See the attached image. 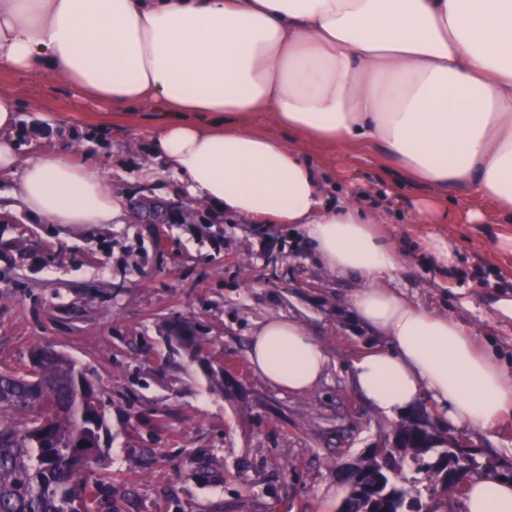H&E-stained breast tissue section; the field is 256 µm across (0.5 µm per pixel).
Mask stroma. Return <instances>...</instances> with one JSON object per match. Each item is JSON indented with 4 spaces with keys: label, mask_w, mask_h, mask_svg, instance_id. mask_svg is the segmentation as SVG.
<instances>
[{
    "label": "stroma",
    "mask_w": 512,
    "mask_h": 512,
    "mask_svg": "<svg viewBox=\"0 0 512 512\" xmlns=\"http://www.w3.org/2000/svg\"><path fill=\"white\" fill-rule=\"evenodd\" d=\"M22 103L23 158L64 146L127 197L118 224L30 218L0 182V366L27 363L36 345L76 361L109 408L105 458L87 470L99 512H336L343 466L394 426L353 389V361L379 339L352 316L357 282L317 259L298 224H255L179 195L151 149L157 109L133 111L75 97L53 78L0 74ZM333 196L354 197L385 220L404 259L391 287L460 321L512 369V224H470L475 199L449 203L443 224H416L423 191L400 181L372 148L310 143ZM152 169L156 178H141ZM452 239L453 268L436 265L429 236ZM292 319L326 348L316 388L282 393L248 360L250 337ZM469 440L512 464V417Z\"/></svg>",
    "instance_id": "stroma-1"
}]
</instances>
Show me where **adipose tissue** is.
<instances>
[{
  "label": "adipose tissue",
  "instance_id": "adipose-tissue-1",
  "mask_svg": "<svg viewBox=\"0 0 512 512\" xmlns=\"http://www.w3.org/2000/svg\"><path fill=\"white\" fill-rule=\"evenodd\" d=\"M61 79L116 109L156 104L152 150L181 193L227 216L302 225L320 261L359 286L353 316L383 340L352 363L356 393L396 418L430 396L455 426L497 429L512 373L454 318L388 286L403 259L370 211L333 202L309 142L381 152L425 188L414 221L453 199L490 202L473 224L512 223V0H0V74ZM18 99L0 89V174L32 216L117 224L124 199L63 147L21 160ZM295 136L255 131L256 116ZM254 373L304 394L330 365L298 322L250 338ZM464 512H512V482L472 479Z\"/></svg>",
  "mask_w": 512,
  "mask_h": 512
}]
</instances>
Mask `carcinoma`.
<instances>
[{
    "mask_svg": "<svg viewBox=\"0 0 512 512\" xmlns=\"http://www.w3.org/2000/svg\"><path fill=\"white\" fill-rule=\"evenodd\" d=\"M42 356L43 378L32 383L18 370H0V512H94L95 491L76 467L94 443L97 464L104 458L100 430L107 404L90 402L95 389L82 368L49 346ZM53 413L51 430L31 428L38 407ZM448 432L424 438L408 414L383 443L340 473L344 495L337 512H448Z\"/></svg>",
    "mask_w": 512,
    "mask_h": 512,
    "instance_id": "obj_1",
    "label": "carcinoma"
}]
</instances>
